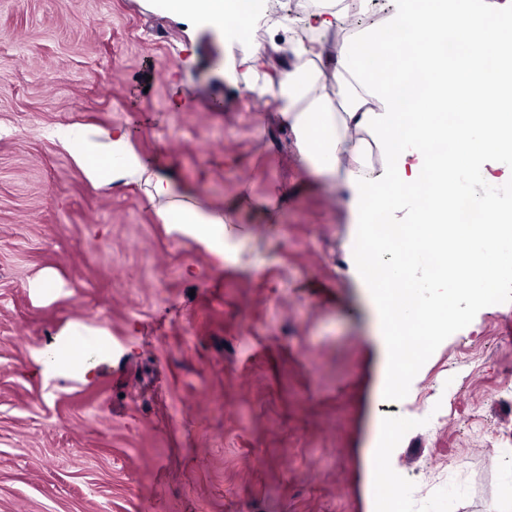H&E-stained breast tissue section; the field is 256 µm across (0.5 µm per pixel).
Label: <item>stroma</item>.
I'll use <instances>...</instances> for the list:
<instances>
[{
  "mask_svg": "<svg viewBox=\"0 0 512 512\" xmlns=\"http://www.w3.org/2000/svg\"><path fill=\"white\" fill-rule=\"evenodd\" d=\"M158 2L0 0V512H372L379 427L411 417L379 459L399 512H485L512 485V269L383 395L362 205L217 68L236 45ZM66 126L126 128L232 216L233 254L156 223L142 187L90 184ZM75 325L111 354L43 374Z\"/></svg>",
  "mask_w": 512,
  "mask_h": 512,
  "instance_id": "35a3bbf8",
  "label": "stroma"
}]
</instances>
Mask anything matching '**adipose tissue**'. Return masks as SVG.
I'll return each instance as SVG.
<instances>
[{
    "instance_id": "adipose-tissue-1",
    "label": "adipose tissue",
    "mask_w": 512,
    "mask_h": 512,
    "mask_svg": "<svg viewBox=\"0 0 512 512\" xmlns=\"http://www.w3.org/2000/svg\"><path fill=\"white\" fill-rule=\"evenodd\" d=\"M169 14L197 20L223 32L225 39L241 40L244 27L234 15L239 0H160ZM320 9L301 18H287L288 65L278 73L267 70L266 45H253L230 81H243L253 98L279 103L281 115L294 137V158L304 170L342 176L351 192L369 201L377 186H384L386 204L413 190L415 176L408 173V158L434 172L430 207H416L407 226L408 243L392 248L383 278L371 279L374 293L386 307L389 359L384 372L386 395L400 394L409 374L401 355L396 323L422 327L437 336L457 321V288L434 294L431 273L414 275L425 264L424 246L440 247L452 240L458 267L469 281L470 298L480 302L488 294L491 277L512 265V253L501 241L512 234L505 214L490 196L472 193V203L484 210L486 227L449 225L455 202L463 194V181L480 174V154L512 159V80L491 83L483 76L484 62L496 55L512 60V0H503L498 19H488L482 0H397L387 17L396 25L405 17L410 26L403 41H388L367 31L336 46V30L345 23L336 0H321ZM452 34L465 50L456 65H449L431 32ZM60 141L74 148V158L93 183L105 180L147 185V204L157 223L217 248L227 216L201 210L176 200L170 180L153 163L136 153L128 132L113 133L110 141L95 145L77 129L58 131ZM375 143L386 159L383 172L372 171L365 159L367 143ZM65 351L35 355L42 373L82 363L87 347L107 352L111 343L97 331L75 327L65 338Z\"/></svg>"
}]
</instances>
